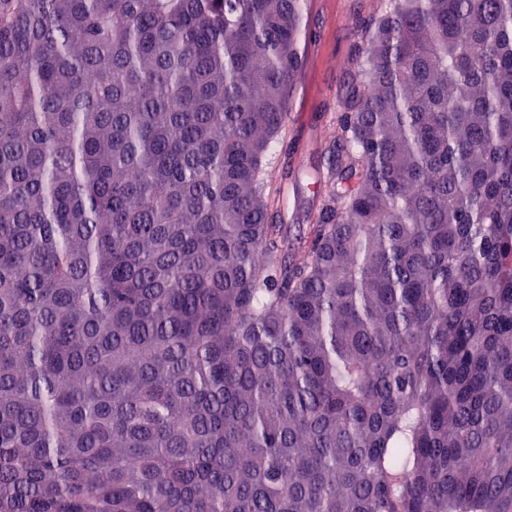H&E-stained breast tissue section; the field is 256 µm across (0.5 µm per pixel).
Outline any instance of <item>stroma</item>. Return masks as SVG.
I'll use <instances>...</instances> for the list:
<instances>
[{
  "label": "stroma",
  "mask_w": 512,
  "mask_h": 512,
  "mask_svg": "<svg viewBox=\"0 0 512 512\" xmlns=\"http://www.w3.org/2000/svg\"><path fill=\"white\" fill-rule=\"evenodd\" d=\"M385 0H309L312 32L304 43V61L294 79L286 133L272 150L275 161L295 164L299 208L289 209L288 221L298 225L304 212L315 211L320 188L310 173L320 166L324 136L343 110L348 83L356 71L357 25L377 17Z\"/></svg>",
  "instance_id": "35a3bbf8"
}]
</instances>
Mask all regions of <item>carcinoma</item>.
Listing matches in <instances>:
<instances>
[{"label": "carcinoma", "instance_id": "cac0c4a2", "mask_svg": "<svg viewBox=\"0 0 512 512\" xmlns=\"http://www.w3.org/2000/svg\"><path fill=\"white\" fill-rule=\"evenodd\" d=\"M307 0H0V512H512V0H386L294 238Z\"/></svg>", "mask_w": 512, "mask_h": 512}]
</instances>
